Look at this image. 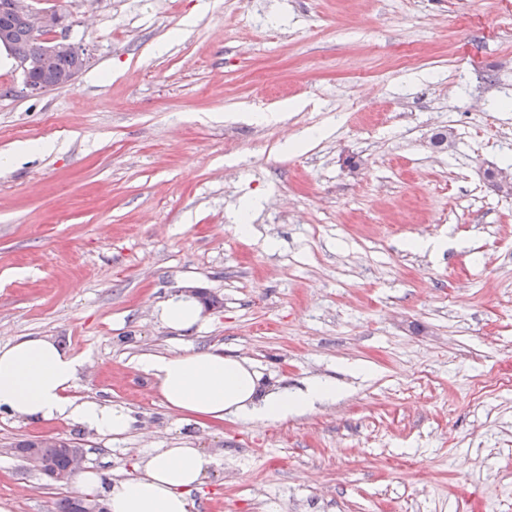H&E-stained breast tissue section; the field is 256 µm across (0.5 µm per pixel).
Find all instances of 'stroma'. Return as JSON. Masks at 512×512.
<instances>
[{
	"label": "stroma",
	"instance_id": "1",
	"mask_svg": "<svg viewBox=\"0 0 512 512\" xmlns=\"http://www.w3.org/2000/svg\"><path fill=\"white\" fill-rule=\"evenodd\" d=\"M30 4L88 62L38 97L0 65V344L81 357L73 395L136 423L114 441L1 414L0 512L76 495L14 451L41 436L107 477L201 449L208 512H512V195L485 177L512 163V0ZM194 290L200 325L165 326ZM208 348L341 391L185 424L139 359ZM162 323L175 331H187L201 320L202 306L193 296L177 294L164 301L158 310Z\"/></svg>",
	"mask_w": 512,
	"mask_h": 512
}]
</instances>
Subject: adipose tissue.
<instances>
[{
	"mask_svg": "<svg viewBox=\"0 0 512 512\" xmlns=\"http://www.w3.org/2000/svg\"><path fill=\"white\" fill-rule=\"evenodd\" d=\"M162 323L187 331L201 320L202 306L193 296L177 294L158 310ZM166 407L180 421L224 420L278 422L316 405L335 401V384L310 380L304 389H265L245 361L222 350H188L150 354L140 360ZM80 357L51 341L32 337L0 346V414L27 422L66 420L111 439L131 432L135 418L119 405L73 396L81 373ZM213 459L191 447L156 448L122 477L86 471L76 488L102 496L108 512H190V494L204 482Z\"/></svg>",
	"mask_w": 512,
	"mask_h": 512,
	"instance_id": "adipose-tissue-1",
	"label": "adipose tissue"
}]
</instances>
